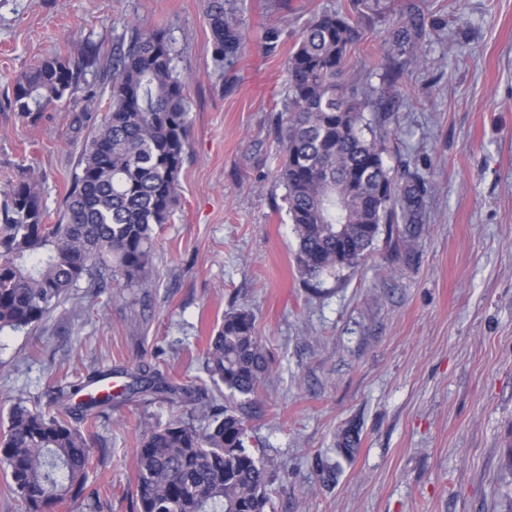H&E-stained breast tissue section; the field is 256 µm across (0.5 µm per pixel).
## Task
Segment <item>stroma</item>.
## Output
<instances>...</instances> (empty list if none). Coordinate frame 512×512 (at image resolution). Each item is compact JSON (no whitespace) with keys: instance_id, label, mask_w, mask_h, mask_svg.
I'll list each match as a JSON object with an SVG mask.
<instances>
[{"instance_id":"obj_1","label":"stroma","mask_w":512,"mask_h":512,"mask_svg":"<svg viewBox=\"0 0 512 512\" xmlns=\"http://www.w3.org/2000/svg\"><path fill=\"white\" fill-rule=\"evenodd\" d=\"M349 2L292 0L286 12L274 0H224L248 36L223 69L209 0H0V203L32 172L58 213L105 115L112 70L84 71L78 92L28 115L10 104L13 81L47 57L78 64L85 45L111 52L132 22L169 32L191 141L149 287L81 288L35 328L1 332L0 418L111 365L151 366L223 404L204 368L208 339L243 305L271 365L246 408L250 446L290 472L269 487L273 512L512 507V0H408L425 37L384 123L385 163L425 179L421 227L408 238L382 229L344 282L316 292L294 266L274 127L296 34ZM271 27L281 32L272 53ZM385 34V23L364 27L361 85L383 84L371 55ZM174 418L207 423L179 403L114 400L91 427L107 450L90 476L100 506L66 501L56 512H136L141 431ZM349 428L359 441L342 454L337 436Z\"/></svg>"}]
</instances>
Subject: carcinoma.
I'll return each mask as SVG.
<instances>
[{
    "label": "carcinoma",
    "mask_w": 512,
    "mask_h": 512,
    "mask_svg": "<svg viewBox=\"0 0 512 512\" xmlns=\"http://www.w3.org/2000/svg\"><path fill=\"white\" fill-rule=\"evenodd\" d=\"M397 15L379 47L388 88L381 92L352 78L354 49L362 40L363 10ZM214 60L231 66L245 40L224 16V0L208 14ZM416 14H397L387 0H352L347 11L323 13L301 28L285 64L288 106L276 134L283 159L276 178L284 187L297 241L300 280L318 289L340 280L366 258L383 224L416 222L426 193L419 174L398 181L384 155L389 132L367 116L385 97L402 95L398 79L422 45ZM105 60L87 47L77 67L48 59L14 80L16 111L38 112L80 89L82 71ZM173 49L161 29L130 27L126 48L112 54L106 115L87 137L55 223H47L38 183L11 185L0 208V332L41 323L72 290L86 282L103 288L120 276L143 286L154 266L156 229L178 202L179 173L189 148L185 82L175 73ZM205 369L229 392L224 408L208 412L198 428L182 419L146 427L135 448L137 512H266L269 470L249 448L242 403L258 396L270 374L255 317L246 307L224 313L209 338ZM117 372L97 369L49 393L52 410L14 405L0 437V471L22 512H56L67 500L98 502L89 484L96 440L82 429L93 411L112 406ZM123 391L157 395L207 408L199 391L139 370Z\"/></svg>",
    "instance_id": "obj_1"
}]
</instances>
